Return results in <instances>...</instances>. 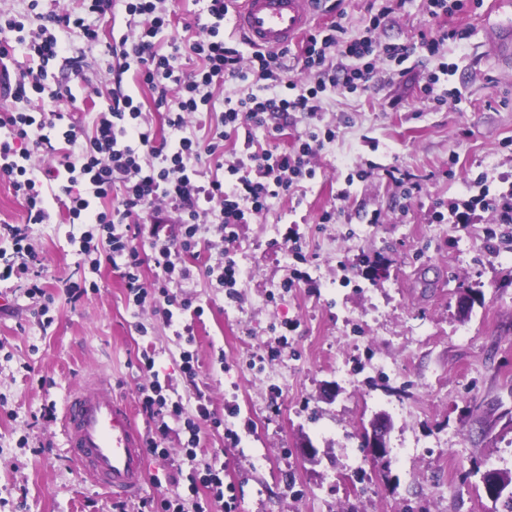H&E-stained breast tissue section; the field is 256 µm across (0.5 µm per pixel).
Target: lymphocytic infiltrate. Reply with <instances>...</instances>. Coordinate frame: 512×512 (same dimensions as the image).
<instances>
[{
    "label": "lymphocytic infiltrate",
    "mask_w": 512,
    "mask_h": 512,
    "mask_svg": "<svg viewBox=\"0 0 512 512\" xmlns=\"http://www.w3.org/2000/svg\"><path fill=\"white\" fill-rule=\"evenodd\" d=\"M122 2L132 27L107 43L101 42L89 17L111 11L113 0H80L76 9L64 14L42 11L40 0H29L28 10L39 19L32 31L26 30L23 16L0 13V60L16 43L25 44L31 60L30 67L17 75L12 97L37 103L33 109L0 113V181L12 188L26 209L25 223L0 225V238L9 241L8 249L0 250V282L20 280L32 299L48 296L47 269L27 231L28 225L51 219L45 205L48 184H55L62 195L70 220L94 227L80 242L81 262L90 263L96 271L105 264L116 267L130 300L144 306L150 295L142 279L145 261H153L164 276L190 279L193 271L185 258L195 253L203 217H212L221 239L232 243L238 226L266 211L270 200L286 196L302 179L315 177L311 160L335 139V129L314 125L291 148L263 149L256 145V132L267 128L269 116L292 112L317 116L327 91L364 94L381 79V64L399 66L417 53L433 58L445 41L465 37L463 31L437 25L416 42L378 41L376 31L395 5L406 2L396 0L395 5L370 15L363 36L345 37L338 20L308 32L297 60L310 80L301 85L285 75L287 49H257L246 57L221 38L220 25L229 13L227 0H206L207 18L200 25L204 38L192 42L171 38L165 53L156 48L157 37L172 26V11L165 0ZM68 35L104 43L115 74L137 70L152 93L155 110L164 116L168 137L156 138L153 128L140 120V102L119 88L113 89L111 102L88 129L53 109L62 91L49 88V68L65 52ZM187 59L195 60L194 69L184 70ZM227 82L247 84L248 91L216 102L212 86ZM196 112L217 117L207 135L188 127L189 115ZM230 139L242 140L243 151L226 163L224 143ZM38 151L55 155V163L37 168L32 156ZM208 159L216 173L207 179L201 167ZM79 184L85 185V193H76ZM115 192L120 195L118 206L110 211L98 209V202ZM159 202L177 211L180 244L175 249L166 242L154 244L146 259L137 240L146 233L156 237L161 228L144 227L138 218L153 216V206ZM139 392L143 410L159 421L148 439L151 455L166 459L159 440L172 420L184 425L186 450L198 447L201 424L211 416L206 404L192 406L167 397L156 380Z\"/></svg>",
    "instance_id": "lymphocytic-infiltrate-1"
}]
</instances>
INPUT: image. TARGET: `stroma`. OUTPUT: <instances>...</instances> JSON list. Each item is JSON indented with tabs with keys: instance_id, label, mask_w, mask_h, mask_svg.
I'll return each mask as SVG.
<instances>
[{
	"instance_id": "obj_1",
	"label": "stroma",
	"mask_w": 512,
	"mask_h": 512,
	"mask_svg": "<svg viewBox=\"0 0 512 512\" xmlns=\"http://www.w3.org/2000/svg\"><path fill=\"white\" fill-rule=\"evenodd\" d=\"M329 4L314 25L339 11L355 38L384 0ZM494 19L495 0H465L447 26L467 37L447 41L439 58H410L360 96L329 93L320 118L336 138L319 152L315 179L240 226L227 247L243 270L235 288L198 274L169 283L171 296L193 302L182 320L193 329L195 377L161 314L129 304L118 271L79 265L70 238L83 225L59 207L52 223L32 225L52 323L20 290L0 308V512H157L175 472L210 467L224 471L232 512H503L482 476L512 470V224L480 209L463 224L435 220L439 206L512 186V66L490 49ZM94 23L100 44L67 38L53 68L72 92L57 110L91 126L119 84L167 135L135 70L114 81L102 53L125 31L124 13ZM428 26L423 0H406L376 36L400 43ZM72 57L83 61L82 82ZM442 61L452 67L440 84L450 96L436 107L419 89ZM327 210L336 223H322ZM298 267L308 281L286 287ZM70 281L93 287L74 303ZM98 374L141 429L150 421L138 389L154 375L211 413L191 459L171 423L167 459L148 457L141 491L123 502L82 477L59 421L42 417L45 403L63 405ZM229 404L237 417H226ZM379 411L391 418V453L376 464L362 433ZM229 428L240 438L233 448ZM306 439L315 461L298 450Z\"/></svg>"
}]
</instances>
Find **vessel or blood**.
Returning a JSON list of instances; mask_svg holds the SVG:
<instances>
[{
    "label": "vessel or blood",
    "mask_w": 512,
    "mask_h": 512,
    "mask_svg": "<svg viewBox=\"0 0 512 512\" xmlns=\"http://www.w3.org/2000/svg\"><path fill=\"white\" fill-rule=\"evenodd\" d=\"M317 0H238L235 28L250 46L276 50L287 46L311 20ZM494 53L512 56V0H496ZM62 432L81 473L112 497L136 495L145 475V443L128 407L112 396L102 378L68 391Z\"/></svg>",
    "instance_id": "obj_1"
}]
</instances>
